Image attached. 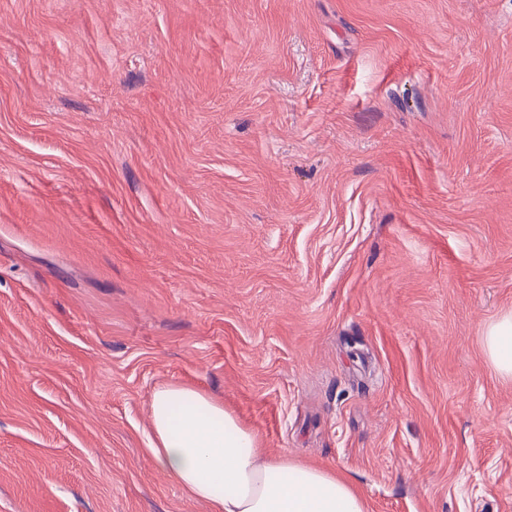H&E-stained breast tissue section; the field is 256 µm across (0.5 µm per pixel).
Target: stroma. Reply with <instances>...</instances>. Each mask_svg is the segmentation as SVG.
I'll return each mask as SVG.
<instances>
[{
	"instance_id": "1",
	"label": "stroma",
	"mask_w": 512,
	"mask_h": 512,
	"mask_svg": "<svg viewBox=\"0 0 512 512\" xmlns=\"http://www.w3.org/2000/svg\"><path fill=\"white\" fill-rule=\"evenodd\" d=\"M512 0H0V512H212L223 402L367 512H512ZM485 349L494 368L501 375L512 377V312L488 326Z\"/></svg>"
}]
</instances>
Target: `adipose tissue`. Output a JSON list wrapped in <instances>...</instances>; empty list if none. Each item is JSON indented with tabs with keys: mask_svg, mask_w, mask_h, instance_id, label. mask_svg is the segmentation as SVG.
Instances as JSON below:
<instances>
[{
	"mask_svg": "<svg viewBox=\"0 0 512 512\" xmlns=\"http://www.w3.org/2000/svg\"><path fill=\"white\" fill-rule=\"evenodd\" d=\"M485 349L512 377V312L488 326ZM151 420L159 465L213 512H366L363 496L334 471L267 456L252 431L197 390L157 389Z\"/></svg>",
	"mask_w": 512,
	"mask_h": 512,
	"instance_id": "1",
	"label": "adipose tissue"
}]
</instances>
